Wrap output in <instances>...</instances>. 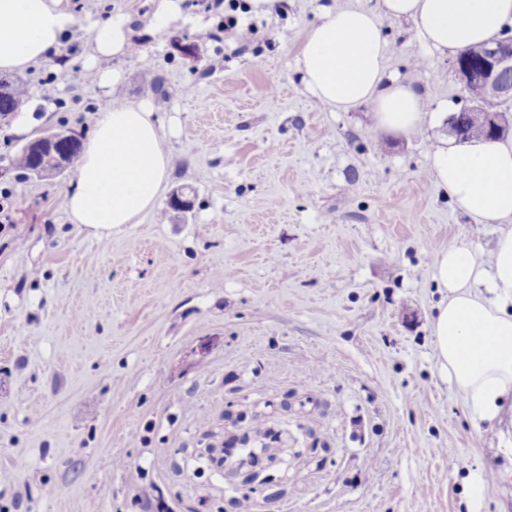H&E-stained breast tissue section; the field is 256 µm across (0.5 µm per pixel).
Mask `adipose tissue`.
<instances>
[{"label": "adipose tissue", "mask_w": 512, "mask_h": 512, "mask_svg": "<svg viewBox=\"0 0 512 512\" xmlns=\"http://www.w3.org/2000/svg\"><path fill=\"white\" fill-rule=\"evenodd\" d=\"M381 12L346 8L325 12L307 33L303 80L322 103L373 108L376 125L409 133L424 120L423 98L386 76L381 15L412 19L423 42L458 52L490 41L512 26V0H381ZM133 19L119 14L92 31L91 61L127 54ZM72 15L62 0H0V70L46 60L63 45ZM162 126L145 104L99 112L65 196L71 223L102 238L139 223L152 210L167 178ZM432 174L455 207L477 223L494 224L492 251L462 239L438 253L434 280L444 297L433 323L441 374L462 397L474 425H503L512 399V138L444 140Z\"/></svg>", "instance_id": "1"}]
</instances>
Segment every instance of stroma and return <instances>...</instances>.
I'll return each mask as SVG.
<instances>
[{"label": "stroma", "instance_id": "stroma-1", "mask_svg": "<svg viewBox=\"0 0 512 512\" xmlns=\"http://www.w3.org/2000/svg\"><path fill=\"white\" fill-rule=\"evenodd\" d=\"M66 2L60 54L19 72L32 136L84 141L113 96L151 103L166 196L99 239L67 217L76 170L0 163L21 201L0 224V512H466L472 470L489 476L484 512H512L498 440L441 377L432 334L437 254L465 237L491 250L497 227L431 174L447 125L382 130L370 104L318 101L298 63L324 11L378 0H285L270 16L183 0L154 34L159 0ZM231 12L256 22L250 42L225 30ZM117 13L140 56L87 66ZM380 22L388 76L427 111L467 105L453 55L410 20ZM178 190L189 211H169ZM259 426L281 434L267 484L205 458Z\"/></svg>", "mask_w": 512, "mask_h": 512}]
</instances>
